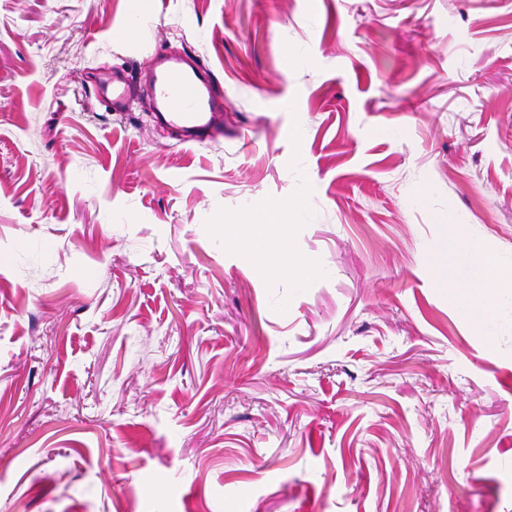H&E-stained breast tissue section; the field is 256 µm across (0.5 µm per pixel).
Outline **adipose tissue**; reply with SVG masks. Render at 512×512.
Instances as JSON below:
<instances>
[{"instance_id": "adipose-tissue-1", "label": "adipose tissue", "mask_w": 512, "mask_h": 512, "mask_svg": "<svg viewBox=\"0 0 512 512\" xmlns=\"http://www.w3.org/2000/svg\"><path fill=\"white\" fill-rule=\"evenodd\" d=\"M433 271L441 280H463L464 288L455 292V299L470 308L476 326L484 336H495L498 329L511 322L493 299L495 288L512 283V263L490 258L476 241L460 243L458 235H451L448 245L439 250Z\"/></svg>"}]
</instances>
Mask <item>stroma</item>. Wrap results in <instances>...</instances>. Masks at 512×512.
I'll return each mask as SVG.
<instances>
[{
	"instance_id": "stroma-1",
	"label": "stroma",
	"mask_w": 512,
	"mask_h": 512,
	"mask_svg": "<svg viewBox=\"0 0 512 512\" xmlns=\"http://www.w3.org/2000/svg\"><path fill=\"white\" fill-rule=\"evenodd\" d=\"M157 50L210 139L97 96ZM454 227L512 262V0H0V512H512ZM145 66L153 78L157 119L180 128L183 144L204 140L217 111L224 109V95L208 69L196 62L187 67L176 59H160L159 52L149 55Z\"/></svg>"
}]
</instances>
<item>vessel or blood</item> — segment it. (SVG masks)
<instances>
[{"label":"vessel or blood","instance_id":"1","mask_svg":"<svg viewBox=\"0 0 512 512\" xmlns=\"http://www.w3.org/2000/svg\"><path fill=\"white\" fill-rule=\"evenodd\" d=\"M145 66L153 78L151 92L157 102L158 120L180 128L184 144L204 140L217 111L224 108V95L207 68L197 63L188 67L155 54L148 56ZM99 90L111 101L113 111H128V85L122 79L100 81Z\"/></svg>","mask_w":512,"mask_h":512}]
</instances>
